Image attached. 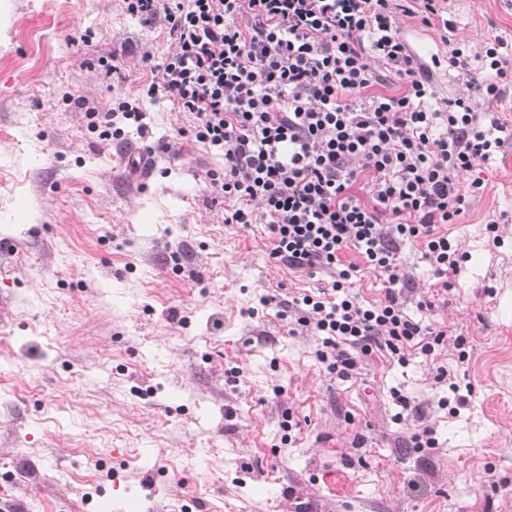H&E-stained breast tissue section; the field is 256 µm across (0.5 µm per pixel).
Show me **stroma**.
I'll use <instances>...</instances> for the list:
<instances>
[{
	"mask_svg": "<svg viewBox=\"0 0 512 512\" xmlns=\"http://www.w3.org/2000/svg\"><path fill=\"white\" fill-rule=\"evenodd\" d=\"M448 14L471 44L512 39V0ZM168 48L124 0H0V512H512V139L459 177L485 190L448 227L466 258L431 309L432 271L402 246L405 309L449 343L342 380L277 316L327 276L270 259L264 225L225 223L206 176L222 157L145 97ZM119 99L146 136L87 130ZM146 146L150 166L129 167ZM452 382L472 386L453 416ZM426 425L438 445L413 452Z\"/></svg>",
	"mask_w": 512,
	"mask_h": 512,
	"instance_id": "35a3bbf8",
	"label": "stroma"
}]
</instances>
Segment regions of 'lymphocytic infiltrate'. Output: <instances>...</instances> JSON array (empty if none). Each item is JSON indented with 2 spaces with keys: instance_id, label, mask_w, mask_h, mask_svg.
Instances as JSON below:
<instances>
[{
  "instance_id": "1",
  "label": "lymphocytic infiltrate",
  "mask_w": 512,
  "mask_h": 512,
  "mask_svg": "<svg viewBox=\"0 0 512 512\" xmlns=\"http://www.w3.org/2000/svg\"><path fill=\"white\" fill-rule=\"evenodd\" d=\"M142 23L164 22L169 50L146 88L192 114L186 134L224 157L208 174L230 224H262L269 256L292 271L322 273L327 287L289 295L298 327L319 336L328 373L356 376L385 352L435 359L444 325L408 315L401 245L415 243L441 286L459 269L449 224L484 190L460 174L494 158L512 130L483 110L512 83V46L458 37L448 0H125ZM441 31L448 65L470 95L441 96L398 25ZM399 89L382 92L386 78ZM102 140L144 131V114L119 101L86 112ZM357 252L361 263L347 261ZM384 296L360 301V265Z\"/></svg>"
}]
</instances>
